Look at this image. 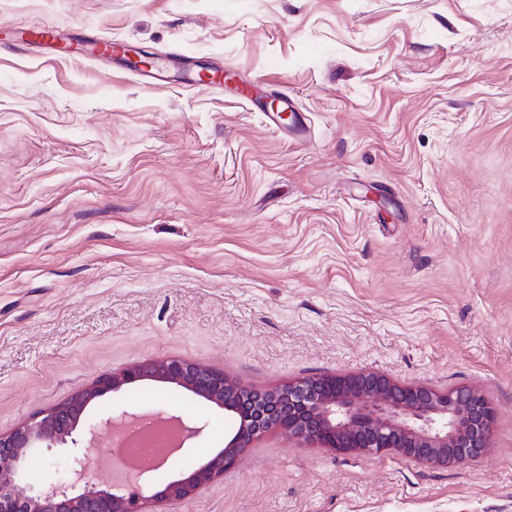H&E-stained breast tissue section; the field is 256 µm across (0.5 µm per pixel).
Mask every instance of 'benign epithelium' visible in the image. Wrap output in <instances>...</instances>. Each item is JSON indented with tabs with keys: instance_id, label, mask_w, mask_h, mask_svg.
<instances>
[{
	"instance_id": "7a95c632",
	"label": "benign epithelium",
	"mask_w": 512,
	"mask_h": 512,
	"mask_svg": "<svg viewBox=\"0 0 512 512\" xmlns=\"http://www.w3.org/2000/svg\"><path fill=\"white\" fill-rule=\"evenodd\" d=\"M142 381L174 385L232 412L237 427L224 448L159 491L154 490L151 468L137 471L130 484L114 482L100 489L91 470L98 430L114 427L115 420L130 413L89 424L87 409L104 395ZM166 420L180 424L187 442L207 428L178 416ZM493 423L489 401L471 388L400 386L383 374L363 372L311 376L261 393L224 376L222 369L157 359L112 372L12 431L0 432V512H147L149 500L194 496L223 476L255 438L275 428L340 452H394L434 467L462 466L487 447ZM54 448L68 449L63 476L33 484L27 477L28 460Z\"/></svg>"
}]
</instances>
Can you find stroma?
<instances>
[{"label": "stroma", "instance_id": "stroma-1", "mask_svg": "<svg viewBox=\"0 0 512 512\" xmlns=\"http://www.w3.org/2000/svg\"><path fill=\"white\" fill-rule=\"evenodd\" d=\"M36 24L161 58L18 42ZM288 104L290 129L199 85ZM181 358L255 390L382 373L479 391L462 467L273 431L154 512H512V0H0V432L136 363ZM233 413L145 381L98 418ZM211 85L216 88H231L236 92V96L242 100H251L252 85L243 81H238L235 76L229 72H214L211 77Z\"/></svg>", "mask_w": 512, "mask_h": 512}]
</instances>
